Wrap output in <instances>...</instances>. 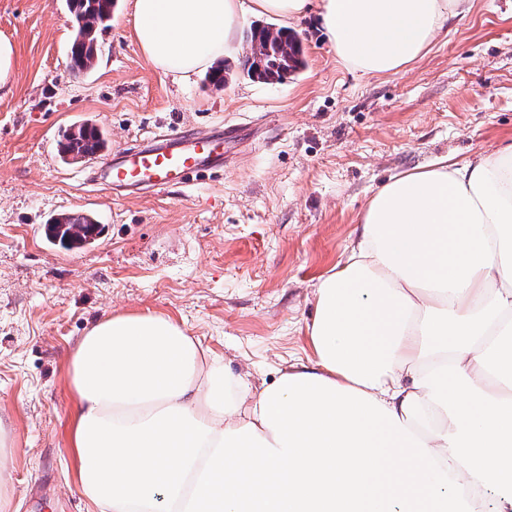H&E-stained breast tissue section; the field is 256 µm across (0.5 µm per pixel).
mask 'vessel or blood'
I'll use <instances>...</instances> for the list:
<instances>
[{
	"label": "vessel or blood",
	"mask_w": 512,
	"mask_h": 512,
	"mask_svg": "<svg viewBox=\"0 0 512 512\" xmlns=\"http://www.w3.org/2000/svg\"><path fill=\"white\" fill-rule=\"evenodd\" d=\"M221 136H197L180 127L169 128L151 142L127 151L121 161L104 165L113 184L158 191L192 176L219 169L224 161Z\"/></svg>",
	"instance_id": "obj_1"
}]
</instances>
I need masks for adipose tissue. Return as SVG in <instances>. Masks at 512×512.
I'll return each mask as SVG.
<instances>
[{"label": "adipose tissue", "instance_id": "1", "mask_svg": "<svg viewBox=\"0 0 512 512\" xmlns=\"http://www.w3.org/2000/svg\"><path fill=\"white\" fill-rule=\"evenodd\" d=\"M462 0H134L186 79L244 12L317 11L365 75L417 59ZM314 358L255 387L171 318L99 321L69 359V451L95 512H512V145L441 157L369 199L318 279Z\"/></svg>", "mask_w": 512, "mask_h": 512}]
</instances>
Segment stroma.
I'll use <instances>...</instances> for the list:
<instances>
[{
    "label": "stroma",
    "mask_w": 512,
    "mask_h": 512,
    "mask_svg": "<svg viewBox=\"0 0 512 512\" xmlns=\"http://www.w3.org/2000/svg\"><path fill=\"white\" fill-rule=\"evenodd\" d=\"M306 66L280 83L224 66L177 80L153 69L118 0L93 68H68L67 0H0L16 47L0 98V447L7 512H90L68 452L69 356L117 314L170 317L253 386L313 356L314 286L356 239L392 175L512 145V0H470L405 70L367 76L337 57L316 14L292 26ZM93 123L108 157L172 126L224 132V166L190 185L117 194L96 160L63 161L62 130ZM93 213V246L65 250L46 222Z\"/></svg>",
    "instance_id": "1"
}]
</instances>
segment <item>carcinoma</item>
Returning <instances> with one entry per match:
<instances>
[{
	"label": "carcinoma",
	"mask_w": 512,
	"mask_h": 512,
	"mask_svg": "<svg viewBox=\"0 0 512 512\" xmlns=\"http://www.w3.org/2000/svg\"><path fill=\"white\" fill-rule=\"evenodd\" d=\"M115 0H69L76 20V35L70 49L69 67L74 72L91 69L96 54L93 44L96 33L112 18ZM253 48L244 60L248 75L261 82H281L304 66L301 46L296 36L286 28L271 26L253 28L247 34ZM105 132L96 126L80 125L69 129L61 143V153H100L107 148ZM99 224L83 212L61 214L46 225L50 239L66 247H83L97 236Z\"/></svg>",
	"instance_id": "cac0c4a2"
}]
</instances>
